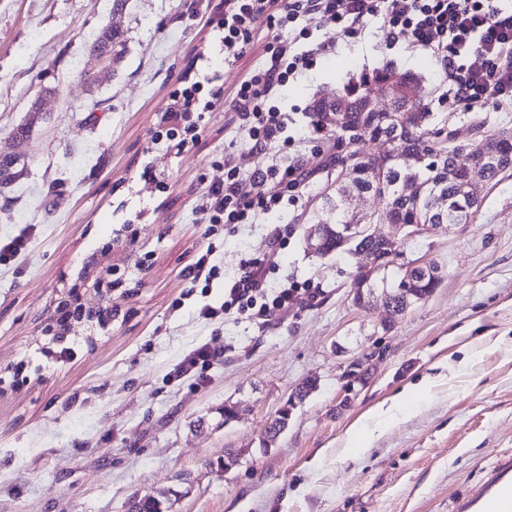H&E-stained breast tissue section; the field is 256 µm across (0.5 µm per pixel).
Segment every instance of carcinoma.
<instances>
[{
  "instance_id": "cac0c4a2",
  "label": "carcinoma",
  "mask_w": 512,
  "mask_h": 512,
  "mask_svg": "<svg viewBox=\"0 0 512 512\" xmlns=\"http://www.w3.org/2000/svg\"><path fill=\"white\" fill-rule=\"evenodd\" d=\"M106 56L107 66L117 72L127 55V39L119 29L105 28L88 49V60L80 73L83 81L96 84L93 60ZM414 82L409 75L383 69L336 91L313 106L314 117L323 119L336 132V148L347 150L336 155L335 164L346 170L344 186L330 184L325 188L324 209L327 218L318 220L323 231L322 254L339 250L335 231L354 223L355 216L345 205V197L374 194L385 199L386 210L394 224H437L445 216L446 224H471L481 203L470 196L466 172L457 165V155L468 148L483 163L485 178L492 182L512 171V130L485 129V122L476 125L478 136L463 146L448 143V129L435 124L434 113L424 98H409L402 89ZM392 87L395 92L385 100L384 108L371 104L376 87ZM385 136L395 141L394 149L412 155L416 163L406 168L389 157L368 154L359 145ZM406 182L418 186L416 193L405 195ZM361 247L383 259L384 269L392 266L386 243L359 237L345 248Z\"/></svg>"
}]
</instances>
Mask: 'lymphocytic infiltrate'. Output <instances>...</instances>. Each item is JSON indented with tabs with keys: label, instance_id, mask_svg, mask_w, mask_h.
I'll return each mask as SVG.
<instances>
[{
	"label": "lymphocytic infiltrate",
	"instance_id": "lymphocytic-infiltrate-1",
	"mask_svg": "<svg viewBox=\"0 0 512 512\" xmlns=\"http://www.w3.org/2000/svg\"><path fill=\"white\" fill-rule=\"evenodd\" d=\"M262 15L271 26L288 29V38L276 35L259 42L253 23ZM324 18L333 23V36L313 49L298 50V42L309 39ZM369 19L382 20L387 44L403 41L431 53L455 99L498 111L512 109V0H224V15L211 26L224 47L225 63L235 64L259 44L264 64L250 69L229 93L206 72L184 76L158 127L179 145L196 143L197 113L212 111L228 99L231 130L248 153L270 154L272 163L246 178L240 165H225L223 182L208 186L203 194L200 212L206 235H216L224 226L253 223L283 201H297L314 181L315 172L288 159L290 117L276 99L290 79L311 69L317 53L335 50ZM271 181L277 182V192L267 190ZM284 247L283 234L275 233L267 254L244 262L239 276L224 287L225 314L244 315L267 326L287 311L292 289H269Z\"/></svg>",
	"mask_w": 512,
	"mask_h": 512
}]
</instances>
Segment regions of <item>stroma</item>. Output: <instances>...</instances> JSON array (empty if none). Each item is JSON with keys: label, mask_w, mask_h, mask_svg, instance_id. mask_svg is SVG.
<instances>
[{"label": "stroma", "mask_w": 512, "mask_h": 512, "mask_svg": "<svg viewBox=\"0 0 512 512\" xmlns=\"http://www.w3.org/2000/svg\"><path fill=\"white\" fill-rule=\"evenodd\" d=\"M223 11L224 0H127L120 11L113 0H0V144L15 142L25 163L0 187V246L25 243L0 263V512H127L145 495L164 512H448L455 498L480 497L489 472L512 459V176L482 185L474 223L405 242L406 261L438 264L442 279L392 316L355 303L350 275L362 256L307 245L336 169L306 138L316 98L389 67L418 76L420 96L459 140L471 136L470 115L512 128V111L454 101L435 57L387 46L381 21H369L277 101L317 183L206 238L202 188L223 181L243 140L225 131L221 109L206 113L197 144L151 136L195 57L227 90L261 64L257 45L225 66L204 25ZM108 24L124 31L128 55L91 93L79 73ZM23 122L29 135L13 141ZM277 230L287 245L274 280L296 287L287 313L264 328L235 314L199 318L224 291L186 295L182 269L212 245L232 279ZM129 238L136 261L123 283L87 299L111 307V324L77 323L53 339L48 318L83 259ZM203 344L212 365L179 373ZM308 380L316 390L268 441L271 420ZM401 393L408 418L351 457V426ZM229 402L239 414L228 423Z\"/></svg>", "instance_id": "stroma-1"}]
</instances>
